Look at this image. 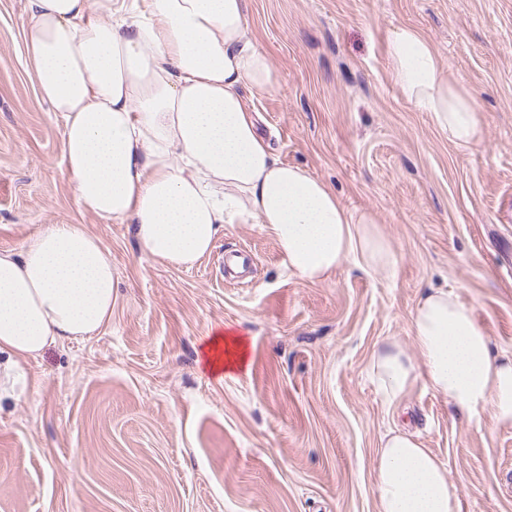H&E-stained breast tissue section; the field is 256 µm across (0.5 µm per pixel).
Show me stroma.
Listing matches in <instances>:
<instances>
[{"label":"stroma","instance_id":"35a3bbf8","mask_svg":"<svg viewBox=\"0 0 512 512\" xmlns=\"http://www.w3.org/2000/svg\"><path fill=\"white\" fill-rule=\"evenodd\" d=\"M28 0H0V250L82 224L112 256V318L25 364L0 402V512H377L391 428L419 431L460 512H512V426L475 428L424 383L386 403L369 366L411 347L419 294L473 304L512 355V0H251L248 35L279 86L246 91L280 160L375 218L388 268L347 263L312 283L258 224H228L194 267L137 248L131 224L82 211L62 122L39 95ZM411 27L476 99L483 140L448 142L398 92L393 31ZM245 253L244 272L219 255ZM243 331L246 370L203 367L216 327Z\"/></svg>","mask_w":512,"mask_h":512}]
</instances>
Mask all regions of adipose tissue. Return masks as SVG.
Masks as SVG:
<instances>
[{
	"instance_id": "ef3b65f1",
	"label": "adipose tissue",
	"mask_w": 512,
	"mask_h": 512,
	"mask_svg": "<svg viewBox=\"0 0 512 512\" xmlns=\"http://www.w3.org/2000/svg\"><path fill=\"white\" fill-rule=\"evenodd\" d=\"M29 0L26 47L39 92L61 113L65 175L79 207L131 221L140 250L191 268L225 225L259 224L288 269L309 282L348 262L392 263L368 214L352 215L305 169L274 156L244 89L276 88L266 54L247 32L249 0ZM402 97L430 112L466 149L483 139L472 94L450 80L419 31L388 46ZM112 256L81 224H50L22 252L0 250V373L63 342L93 336L112 317ZM409 355L394 339L374 351L370 374L386 402L417 381L471 420L512 425V357L495 355L472 305L428 288L413 307ZM244 335L215 330L202 347L210 375L243 370ZM378 512H458L448 470L418 436L391 430L374 469Z\"/></svg>"
}]
</instances>
